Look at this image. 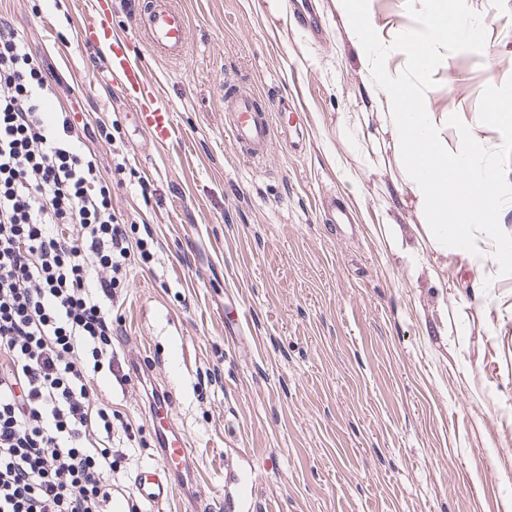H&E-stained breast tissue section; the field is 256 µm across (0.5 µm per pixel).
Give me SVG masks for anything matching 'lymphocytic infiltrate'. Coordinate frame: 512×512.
<instances>
[{
  "mask_svg": "<svg viewBox=\"0 0 512 512\" xmlns=\"http://www.w3.org/2000/svg\"><path fill=\"white\" fill-rule=\"evenodd\" d=\"M0 21V512H112V304L154 255L112 207L74 113Z\"/></svg>",
  "mask_w": 512,
  "mask_h": 512,
  "instance_id": "obj_1",
  "label": "lymphocytic infiltrate"
}]
</instances>
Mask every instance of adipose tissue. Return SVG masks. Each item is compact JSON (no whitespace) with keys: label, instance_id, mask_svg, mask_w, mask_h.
Returning a JSON list of instances; mask_svg holds the SVG:
<instances>
[{"label":"adipose tissue","instance_id":"ef3b65f1","mask_svg":"<svg viewBox=\"0 0 512 512\" xmlns=\"http://www.w3.org/2000/svg\"><path fill=\"white\" fill-rule=\"evenodd\" d=\"M334 2L362 74V110L355 115V126L368 142L390 148L401 169V180L385 187V200L374 211L376 223L390 232V248L400 256L408 254L393 212L411 202L424 220L423 234L435 252L444 255L456 249L464 254L470 270L483 272L492 255L478 250L475 236L480 233L499 241L495 256L512 262V248L502 244V205L494 166L477 147L449 150L428 102L413 111L407 108L413 92L386 67L362 0ZM431 2L423 34L401 47L411 68L421 75L430 65L431 45L454 35L447 22V0Z\"/></svg>","mask_w":512,"mask_h":512}]
</instances>
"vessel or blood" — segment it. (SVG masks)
I'll list each match as a JSON object with an SVG mask.
<instances>
[{
  "label": "vessel or blood",
  "instance_id": "vessel-or-blood-1",
  "mask_svg": "<svg viewBox=\"0 0 512 512\" xmlns=\"http://www.w3.org/2000/svg\"><path fill=\"white\" fill-rule=\"evenodd\" d=\"M112 0H90L87 16L79 30L82 41L105 40L110 52L105 68L123 96L136 108L139 125L159 144L171 142L176 135L174 115L149 80L142 60L129 53L126 36L113 33L110 26ZM138 26L145 39L162 53L180 59L188 47V19L185 12L172 5L154 6L141 10ZM273 116L263 109L257 98L237 97L234 117L229 125L232 143L244 159L263 157L273 144ZM155 437L159 445L156 463L139 470L130 488L131 498L159 506L169 501L177 491L179 467L190 452L183 434L170 416L169 402L154 404L151 411Z\"/></svg>",
  "mask_w": 512,
  "mask_h": 512
}]
</instances>
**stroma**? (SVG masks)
Here are the masks:
<instances>
[{"label":"stroma","mask_w":512,"mask_h":512,"mask_svg":"<svg viewBox=\"0 0 512 512\" xmlns=\"http://www.w3.org/2000/svg\"><path fill=\"white\" fill-rule=\"evenodd\" d=\"M188 52H153L135 22L150 0H114L113 30L163 88L179 129L164 147L139 128L103 57L78 38L88 0H0V20L29 46L56 94L87 127L85 144L112 180L132 237L151 232L155 261L131 270L112 308L115 364L138 357L170 392L193 458L201 512L255 478L248 512H512V268L475 287L457 254L424 246L396 256L371 221L380 182L371 146L338 127L360 109L362 76L333 0H173ZM390 71L428 99L449 149L487 153L509 203L512 124L485 118L512 99V0H449L475 30L431 49L418 75L395 47L425 25L427 0H366ZM255 93L278 121L264 158L243 161L227 128L226 84ZM119 127L127 167L98 121ZM335 195L355 220L343 232L320 211ZM97 395L133 429L116 483L156 461L138 380L99 379Z\"/></svg>","instance_id":"1"}]
</instances>
